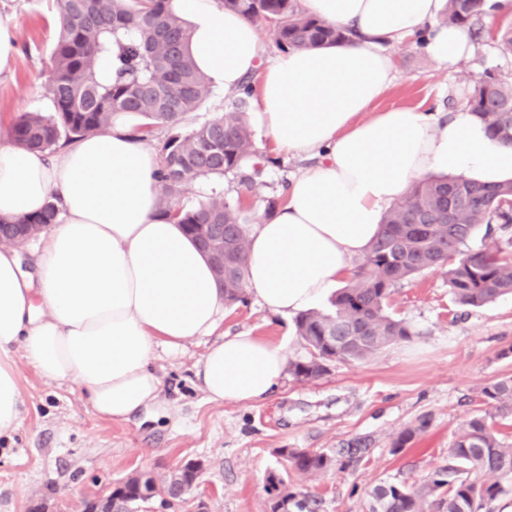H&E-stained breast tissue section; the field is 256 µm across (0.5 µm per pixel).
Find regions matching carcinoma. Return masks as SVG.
Listing matches in <instances>:
<instances>
[{
  "label": "carcinoma",
  "mask_w": 512,
  "mask_h": 512,
  "mask_svg": "<svg viewBox=\"0 0 512 512\" xmlns=\"http://www.w3.org/2000/svg\"><path fill=\"white\" fill-rule=\"evenodd\" d=\"M59 34L44 82L47 111L21 113L11 126L14 143L54 154L66 144L105 132L112 116L122 112L138 121L146 139L156 127L176 129L197 110L209 91V78L196 65L185 21L172 0H54ZM222 7L251 21L265 23L280 50H307L349 40L348 32L303 12L298 0H219ZM487 0H447L443 23L482 36ZM496 46L512 55V24L500 26ZM253 95L246 78L220 115L186 133L177 132L159 152L157 179L163 213L198 238L197 225L225 226L224 305L243 299L246 261L245 220L240 208L219 191L195 207L180 199L203 178L241 174L252 188L264 164L252 150L245 121L247 100ZM468 106L485 124L492 139L512 145V83L485 72L474 85ZM53 202L34 216L23 217L21 237L45 232L57 222ZM506 232L512 224V182L480 185L433 177L415 183L387 211L382 230L369 246L363 263L336 293L327 312L309 311L296 318L297 336L309 357L290 364L299 379H312L331 362L364 360L382 348L415 335L389 311L395 288L430 269L443 271L451 301L480 308L512 294V239L500 244L492 224ZM478 249L467 242L479 231ZM487 410L465 420L448 448V460L419 488L383 483L371 491L370 512H491L490 506L512 492V443L502 441L495 419L512 416V378L482 388ZM429 424L427 417L403 430L391 443L398 453ZM367 437H356L328 453L307 448H281L291 469L319 474L354 468L370 450ZM167 477L142 472L117 484L112 506L133 512L149 499ZM271 512H287L304 502V512H323V499L309 491L285 486L270 473Z\"/></svg>",
  "instance_id": "obj_1"
}]
</instances>
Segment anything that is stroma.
Returning <instances> with one entry per match:
<instances>
[{"label": "stroma", "mask_w": 512, "mask_h": 512, "mask_svg": "<svg viewBox=\"0 0 512 512\" xmlns=\"http://www.w3.org/2000/svg\"><path fill=\"white\" fill-rule=\"evenodd\" d=\"M0 13L17 25V53L0 78V123L22 112L48 109L43 84L57 31L52 0H0ZM396 80L380 108L406 106L448 114L485 71L512 82V55L491 44L475 45L455 68L433 62L416 40L392 46ZM253 147L266 160L262 179L249 192L237 175L203 179L182 200L191 207L212 191L237 204L247 223L267 218L269 200L282 198L307 160L274 151L269 137L252 131ZM390 309L413 330L411 340L384 347L369 359L329 366L323 376L298 380L285 373L265 399L208 401L195 376L206 350L191 341L177 352L157 351L152 367L164 404L156 415L127 422L99 418L74 383L47 382L22 368V421L0 438V512H26L46 501L52 512H76L134 473L163 474L187 461H202L196 488L182 498L154 501L148 512H271L269 472L322 496L325 512H368L367 493L383 482L420 486L443 464L461 424L485 409L482 388L512 376V295L476 309L453 307L441 271L425 272L393 292ZM221 332H248L283 346L289 359L308 356L295 334L294 317L274 315L253 296L225 307ZM428 428L400 453L391 442L420 417ZM372 439L369 456L355 469L307 475L285 470L277 451L328 452L353 438Z\"/></svg>", "instance_id": "1"}]
</instances>
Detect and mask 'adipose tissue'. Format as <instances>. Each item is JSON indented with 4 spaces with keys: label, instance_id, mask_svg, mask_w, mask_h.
<instances>
[{
    "label": "adipose tissue",
    "instance_id": "1",
    "mask_svg": "<svg viewBox=\"0 0 512 512\" xmlns=\"http://www.w3.org/2000/svg\"><path fill=\"white\" fill-rule=\"evenodd\" d=\"M307 13L356 34L354 41L287 50L262 62L257 26L216 0H174L199 68L227 91L258 76L248 113L274 151L313 154L274 215L246 230L244 285L265 310L320 306L364 256L388 206L429 175L512 180V146L491 140L463 105L448 118L411 107L376 110L393 85L387 45L426 35L425 51L454 66L472 47L440 26L446 0H302ZM159 156L125 116L59 154L17 147L0 127V219L40 213L58 200L30 269L0 246V436L18 425L17 357L45 381L76 383L94 412L114 422L155 412L156 346L175 351L213 335L224 290L208 259L159 208ZM287 354L248 333L210 345L196 376L214 402L266 398Z\"/></svg>",
    "mask_w": 512,
    "mask_h": 512
}]
</instances>
